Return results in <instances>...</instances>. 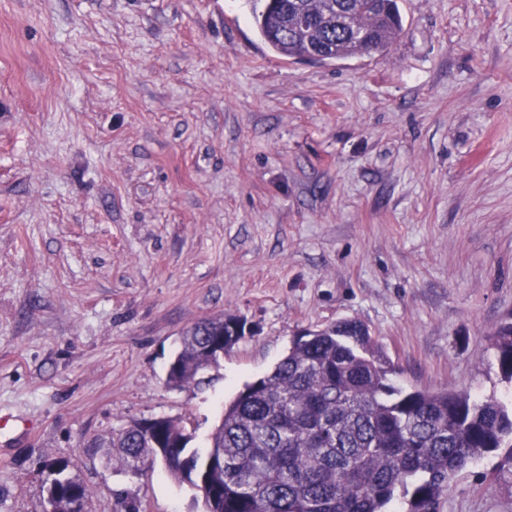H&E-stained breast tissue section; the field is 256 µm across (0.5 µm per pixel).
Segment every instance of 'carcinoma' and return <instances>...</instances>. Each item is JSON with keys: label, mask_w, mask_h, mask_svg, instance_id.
<instances>
[{"label": "carcinoma", "mask_w": 512, "mask_h": 512, "mask_svg": "<svg viewBox=\"0 0 512 512\" xmlns=\"http://www.w3.org/2000/svg\"><path fill=\"white\" fill-rule=\"evenodd\" d=\"M258 32L278 54L295 59L311 49L333 60L381 53L402 32L397 0H263ZM230 317L188 328L167 383L189 385L208 366L203 351L231 336ZM491 346L512 383V318ZM395 368L368 327L340 320L293 338L274 369L245 385L224 407L208 445L193 448L181 421L140 419L101 442L126 469L161 462L177 482L205 489L206 512H438L450 482L501 448L512 468V399L468 392L398 388ZM54 477L45 501L70 512L89 497L72 462H44Z\"/></svg>", "instance_id": "obj_1"}]
</instances>
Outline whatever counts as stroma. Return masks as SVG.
I'll list each match as a JSON object with an SVG mask.
<instances>
[{
	"label": "stroma",
	"instance_id": "stroma-1",
	"mask_svg": "<svg viewBox=\"0 0 512 512\" xmlns=\"http://www.w3.org/2000/svg\"><path fill=\"white\" fill-rule=\"evenodd\" d=\"M388 51L275 52L254 0H0V512L46 459L88 512H204L99 446L182 419L203 445L293 336L366 324L407 389L512 395V0H398ZM253 332L172 388L182 332ZM499 453L438 512H512ZM491 346L504 379L512 383V318L502 322L493 336Z\"/></svg>",
	"mask_w": 512,
	"mask_h": 512
}]
</instances>
